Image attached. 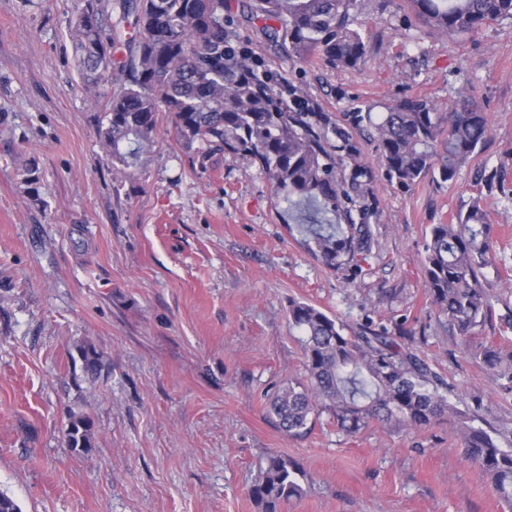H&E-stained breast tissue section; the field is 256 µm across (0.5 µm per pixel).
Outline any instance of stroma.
<instances>
[{
	"label": "stroma",
	"instance_id": "obj_1",
	"mask_svg": "<svg viewBox=\"0 0 512 512\" xmlns=\"http://www.w3.org/2000/svg\"><path fill=\"white\" fill-rule=\"evenodd\" d=\"M245 4L224 0L240 37L334 119L403 97L445 109L466 87L489 142L451 183L404 193L377 178L374 248L359 272L334 270L314 254L308 210L258 161L192 167L168 113L134 175L117 176L78 85L74 0H0V492L21 512H264L249 488L275 452L304 473L281 512H505L447 422L352 435L321 408L292 437L265 404L305 377L288 321L303 301L352 327L407 322L449 402L512 437V396L467 352L512 346V195L481 201L494 315L470 343L438 318L422 273L432 225L467 210L477 165L512 184V19L460 39L412 20L408 0H355L370 49L342 69L282 53ZM74 415L92 421L88 448L68 443Z\"/></svg>",
	"mask_w": 512,
	"mask_h": 512
}]
</instances>
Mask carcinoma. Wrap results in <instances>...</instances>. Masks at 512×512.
Returning a JSON list of instances; mask_svg holds the SVG:
<instances>
[{"mask_svg":"<svg viewBox=\"0 0 512 512\" xmlns=\"http://www.w3.org/2000/svg\"><path fill=\"white\" fill-rule=\"evenodd\" d=\"M355 0H249L250 20L274 46L302 62L353 69L367 39L351 27ZM426 26L456 36L512 18V0H408ZM70 31L81 88L101 106L99 137L112 166L134 174L154 142L161 112L172 115L193 166L206 170L220 154L247 153L274 187L320 201L345 223L342 232L319 231L315 255L339 269L355 265L374 245L371 220L380 200L376 171L363 160L358 136L374 145L389 185L410 191L427 177L455 180L490 133L487 113L467 94L446 111L422 98L404 97L381 113L350 112L339 123L300 90L268 70L224 17V0H75ZM134 17L133 26L118 31ZM505 178L498 171L476 183V197L451 224H434L422 261L428 297L438 316L465 340L492 318L485 270L496 242L481 206L484 187ZM289 320L304 336L307 378L280 386L267 400L268 416L285 433L307 428L319 407L334 411L339 427L356 433L375 419L416 428L448 419L465 456L512 509V444L502 434L469 424L448 402L445 386L417 347L414 333L392 336L368 319L356 330L305 302L289 306ZM472 356L504 380L512 394V350L480 344ZM74 448L91 445L92 424L74 416L67 428ZM300 469L273 454L250 494L265 512L302 492Z\"/></svg>","mask_w":512,"mask_h":512,"instance_id":"cac0c4a2","label":"carcinoma"}]
</instances>
